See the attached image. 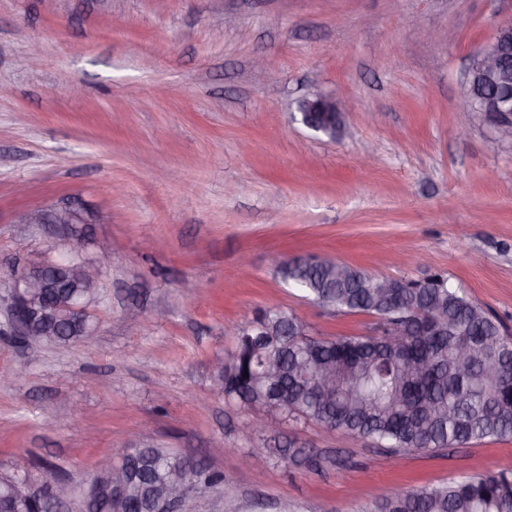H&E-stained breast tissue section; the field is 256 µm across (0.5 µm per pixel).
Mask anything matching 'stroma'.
<instances>
[{
	"instance_id": "obj_1",
	"label": "stroma",
	"mask_w": 512,
	"mask_h": 512,
	"mask_svg": "<svg viewBox=\"0 0 512 512\" xmlns=\"http://www.w3.org/2000/svg\"><path fill=\"white\" fill-rule=\"evenodd\" d=\"M414 17L454 41L422 39ZM509 20L512 0H0V324L11 266L65 253L27 211L79 207L102 269L92 338L0 334V378L26 370L0 387V474L77 478L149 443L223 473L195 512H361L396 483L512 466V438L395 467L371 441L290 422L320 462L295 466L241 434L250 411L216 382L225 324L264 309L367 333L369 315L282 281L296 255L444 275L512 332V143L456 106L470 55ZM34 44L40 64L20 66ZM313 94L351 102L336 137L302 124ZM248 454L261 465L242 468Z\"/></svg>"
}]
</instances>
